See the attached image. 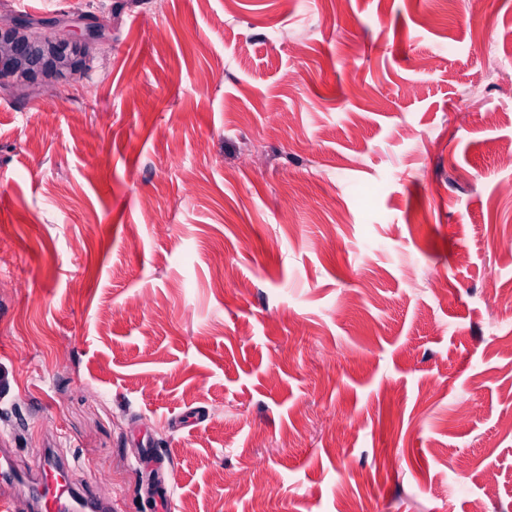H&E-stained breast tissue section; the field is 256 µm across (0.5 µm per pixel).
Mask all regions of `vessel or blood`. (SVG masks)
<instances>
[{"label": "vessel or blood", "instance_id": "vessel-or-blood-1", "mask_svg": "<svg viewBox=\"0 0 512 512\" xmlns=\"http://www.w3.org/2000/svg\"><path fill=\"white\" fill-rule=\"evenodd\" d=\"M27 494L36 512H112L70 480L68 462L50 449H42L36 471H25L14 462L11 449H0V512H12L14 498Z\"/></svg>", "mask_w": 512, "mask_h": 512}]
</instances>
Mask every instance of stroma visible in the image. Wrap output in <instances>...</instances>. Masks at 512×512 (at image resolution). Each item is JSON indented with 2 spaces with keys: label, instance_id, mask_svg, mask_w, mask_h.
Segmentation results:
<instances>
[{
  "label": "stroma",
  "instance_id": "1",
  "mask_svg": "<svg viewBox=\"0 0 512 512\" xmlns=\"http://www.w3.org/2000/svg\"><path fill=\"white\" fill-rule=\"evenodd\" d=\"M27 14L102 31L0 86L18 464L112 512H512V0Z\"/></svg>",
  "mask_w": 512,
  "mask_h": 512
}]
</instances>
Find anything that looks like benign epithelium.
Here are the masks:
<instances>
[{
  "label": "benign epithelium",
  "mask_w": 512,
  "mask_h": 512,
  "mask_svg": "<svg viewBox=\"0 0 512 512\" xmlns=\"http://www.w3.org/2000/svg\"><path fill=\"white\" fill-rule=\"evenodd\" d=\"M38 25L50 31L40 32ZM100 33L101 24L94 16L86 17L80 27L23 16L7 24L0 22V85L31 84L80 71L89 45Z\"/></svg>",
  "instance_id": "1"
}]
</instances>
